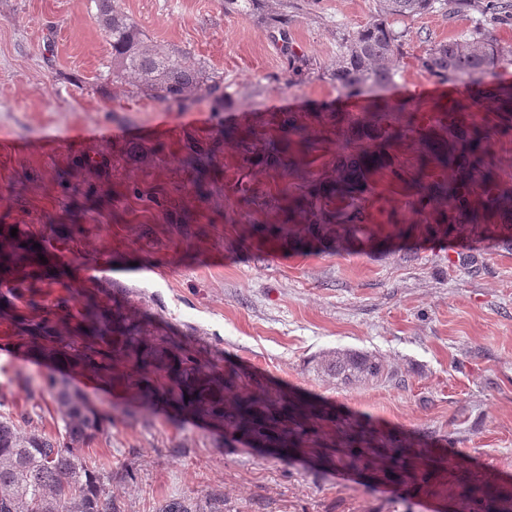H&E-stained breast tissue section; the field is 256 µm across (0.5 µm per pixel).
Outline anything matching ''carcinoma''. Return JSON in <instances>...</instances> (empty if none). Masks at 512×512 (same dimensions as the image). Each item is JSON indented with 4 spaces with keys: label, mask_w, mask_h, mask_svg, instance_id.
Listing matches in <instances>:
<instances>
[{
    "label": "carcinoma",
    "mask_w": 512,
    "mask_h": 512,
    "mask_svg": "<svg viewBox=\"0 0 512 512\" xmlns=\"http://www.w3.org/2000/svg\"><path fill=\"white\" fill-rule=\"evenodd\" d=\"M112 55V81H131L150 98L178 110L193 105L202 91L224 110L221 82L206 74L192 53L161 48L130 18L112 8V0H90ZM371 19L343 35L336 55V86L351 97L393 84L397 63L405 55L396 17L435 10L453 14L480 8L479 0H376ZM424 71L456 84H474L489 70L512 64V48L494 31L476 26L468 34L429 45L417 57ZM341 124L337 144L343 158L306 186L282 196L279 211L288 224H311L324 233L363 232L362 204L373 178L392 170L390 147L403 130L391 125L386 112L370 117L349 115ZM415 209L428 213L427 230L476 235L512 232V188L497 183L496 168L486 161L488 135L469 116L444 113L420 133ZM263 162L292 170L300 165L290 153L288 137L264 140ZM452 169L460 178H438ZM218 170L207 164L194 170L193 184L205 195ZM272 241L300 244L299 234L287 237L281 224H260ZM22 231L13 237L0 230V315L18 326L21 347L39 357L59 360L79 372L131 392L139 406L170 403L189 409L243 433L272 432L275 416L258 413L251 397L236 395L233 411L224 413L232 381L185 346L144 321L117 298L102 300L82 293L79 307L68 296L47 303L43 288L60 284L61 270L40 260L41 251ZM317 366L342 384L382 375L375 356L333 351ZM62 422L56 434L22 433L11 418L0 419V512H112V496L104 474L88 468L82 449L103 434L112 420L64 383L50 381Z\"/></svg>",
    "instance_id": "cac0c4a2"
}]
</instances>
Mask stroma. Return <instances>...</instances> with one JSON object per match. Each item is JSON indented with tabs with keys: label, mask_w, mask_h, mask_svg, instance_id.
I'll return each mask as SVG.
<instances>
[{
	"label": "stroma",
	"mask_w": 512,
	"mask_h": 512,
	"mask_svg": "<svg viewBox=\"0 0 512 512\" xmlns=\"http://www.w3.org/2000/svg\"><path fill=\"white\" fill-rule=\"evenodd\" d=\"M112 0L154 44L192 52L227 94L223 111L200 95L184 111L112 80V56L89 0H0V225L16 224L60 252L73 291L119 294L168 335L204 347L235 376L234 393L279 404L276 434L297 446L231 434L208 418L159 405L125 417L122 388L46 366L0 322V416L21 432H54L48 378L67 383L112 417L84 449L111 474L116 512H161L168 502L223 501L222 512H512V237L461 238L420 230L394 175L375 178L365 208L371 236L295 246L256 232L284 191L304 188L336 162L337 117L396 112L426 126L464 106L489 136L500 183L512 187V134L489 95L512 85V66L442 102L424 48L483 24L512 45L504 0L484 11L437 10L396 24L406 55L395 83L350 98L333 78L339 35L371 18L376 0ZM288 11L287 36L261 12ZM303 61L288 75V53ZM414 107V116L399 113ZM290 137L306 165L290 174L224 141V127ZM212 152L220 174L196 195L185 144ZM136 147H153L150 163ZM157 193L147 206L131 185ZM117 194L115 206L83 195ZM476 256L478 272L463 261ZM146 276L123 275L130 263ZM375 355L383 375L342 384L323 375L325 352ZM40 386L28 399L23 380Z\"/></svg>",
	"instance_id": "1"
}]
</instances>
